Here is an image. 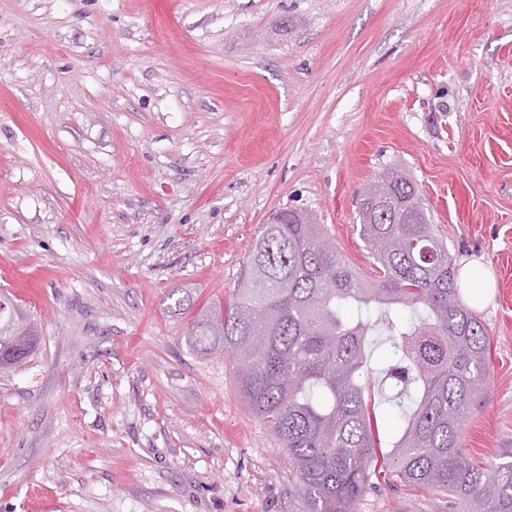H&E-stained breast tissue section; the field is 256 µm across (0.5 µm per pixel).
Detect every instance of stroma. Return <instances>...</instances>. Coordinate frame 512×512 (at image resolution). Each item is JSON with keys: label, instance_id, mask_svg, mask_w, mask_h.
<instances>
[{"label": "stroma", "instance_id": "obj_1", "mask_svg": "<svg viewBox=\"0 0 512 512\" xmlns=\"http://www.w3.org/2000/svg\"><path fill=\"white\" fill-rule=\"evenodd\" d=\"M391 166L494 277L461 448L512 461V0H0V290L39 331L0 369V512H307L185 336L282 209L373 275L358 196ZM359 512L458 509L376 481Z\"/></svg>", "mask_w": 512, "mask_h": 512}]
</instances>
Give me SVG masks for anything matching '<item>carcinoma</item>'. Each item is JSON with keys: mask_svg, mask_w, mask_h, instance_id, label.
<instances>
[{"mask_svg": "<svg viewBox=\"0 0 512 512\" xmlns=\"http://www.w3.org/2000/svg\"><path fill=\"white\" fill-rule=\"evenodd\" d=\"M358 219L375 276L357 272L321 225L293 210L263 226L232 303L197 319L188 346L236 355L239 394L288 451L310 512H358L377 475L445 493L462 512H512V461L485 468L460 449L490 375L491 341L459 299L455 260L416 183L382 172ZM376 332L390 354L375 371ZM37 343L27 311L1 292L0 368ZM375 372L396 380L404 420L385 452L376 446Z\"/></svg>", "mask_w": 512, "mask_h": 512, "instance_id": "1", "label": "carcinoma"}]
</instances>
